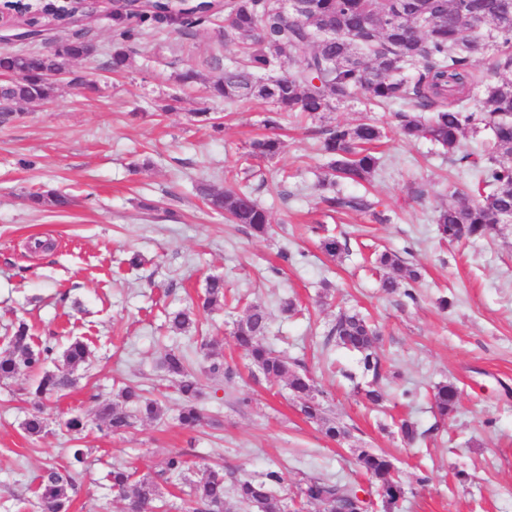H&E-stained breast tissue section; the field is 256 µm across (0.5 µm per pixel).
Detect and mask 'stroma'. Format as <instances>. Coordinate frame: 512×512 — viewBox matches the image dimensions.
Returning a JSON list of instances; mask_svg holds the SVG:
<instances>
[{
	"label": "stroma",
	"mask_w": 512,
	"mask_h": 512,
	"mask_svg": "<svg viewBox=\"0 0 512 512\" xmlns=\"http://www.w3.org/2000/svg\"><path fill=\"white\" fill-rule=\"evenodd\" d=\"M223 22L224 0L200 24L147 20L144 38L124 43L129 65L118 74L108 63L123 25L107 5L65 30L43 23L36 38L25 37L20 18L0 32V54L45 50L80 33L95 45L92 55L70 61L47 100L18 104L21 119L0 124V349L22 320L35 338L62 346L81 336L92 351L76 385L47 402L39 439L21 427L32 409L29 374L0 380V512H37L43 468L68 459L63 421L92 414L129 382L160 399L165 414L120 436L88 428L81 445L90 454L70 512H123L107 486L112 465L153 475L165 456L185 450L198 474L214 464L236 476L282 469L279 493L289 502L304 479L321 477L358 482L374 503L376 489L357 465L362 449L393 458L406 490L397 512H512V224L487 240L441 241L434 215L452 200L456 166L428 141H401L392 111L367 113L354 100L300 123L283 117L281 152L256 163L265 183L255 196L269 211V235L229 223L196 187L221 188L236 175L250 141L266 132L269 105L210 97L209 82L234 58L215 38ZM189 69L199 74L192 84L180 79ZM204 110L221 130L198 121ZM368 119L385 133L382 168L367 189L391 215L387 224L330 217L321 202L322 131ZM49 190L67 193L70 207L30 205V193ZM319 224L347 239L349 256L322 254ZM36 238L53 240L54 250L29 252ZM384 249L419 268L415 299L380 288L369 258ZM134 254L141 268L129 267ZM212 275L223 276L232 306L203 315L198 334L170 331L165 312L197 300ZM327 282L335 298L324 303ZM286 300L304 313H283ZM252 303L270 313L267 343L307 370L347 438L324 437L301 415L300 399L266 382L236 347L234 322ZM352 311L370 315L379 333L389 373L379 407L358 391L356 356L324 342L337 315ZM204 336L219 342L234 374L204 379L208 420L190 431L177 419L180 399L161 358L177 347L193 368L207 366ZM446 381L461 396L443 420L432 390ZM403 419L425 438L403 441Z\"/></svg>",
	"instance_id": "stroma-1"
}]
</instances>
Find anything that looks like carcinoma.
Segmentation results:
<instances>
[{"instance_id":"1","label":"carcinoma","mask_w":512,"mask_h":512,"mask_svg":"<svg viewBox=\"0 0 512 512\" xmlns=\"http://www.w3.org/2000/svg\"><path fill=\"white\" fill-rule=\"evenodd\" d=\"M482 17L475 29L464 22L471 12ZM219 41L238 46V57L210 82L215 98L231 105L262 99L273 104L264 125L280 127L283 114L300 112L314 117L333 105L358 99L373 109L399 106L394 112L399 137L406 141L428 140L447 151L448 158L475 177L474 188L453 193V201L437 211V234L450 243L481 239L501 232L512 222V0H300L298 10L290 14L278 11L273 0H224V29ZM93 46L80 38L69 39L51 55L42 53L0 56V123L19 118L8 104L38 103L54 89L45 79L49 72L66 70L72 59L93 53ZM492 54L499 79L492 82L476 70L474 61ZM280 71L273 76L271 72ZM483 88V105L478 111L467 106L470 91ZM485 132L488 149L480 157L460 150L467 132ZM384 133L375 122L356 125L337 124L323 131L320 150L328 159L327 172L320 181L321 201L329 213H360L383 223L390 220L381 203L366 194L344 191L345 183L369 182L381 164L373 151ZM283 142L275 136L251 141L247 158L263 159L279 154ZM198 191L207 204L221 211L235 224H244L253 232H267V211L257 203L254 188L248 183L231 184L217 190L202 183ZM34 205H68L58 193L33 194ZM320 246L325 255L339 259L348 250L336 236H324ZM375 269L384 271L380 287L388 294L403 290L415 300L414 284L420 273L405 265L394 253L375 254ZM224 303V277L210 276L204 294L194 308L167 313L172 332L187 335L197 329L198 313ZM270 314L260 304L247 307L245 316L234 323L233 336L259 373L269 382H285L291 394L303 398L301 413L316 423L332 440H342L346 427L326 413L317 399V388L306 373L291 368L288 358L276 353L266 342ZM377 331L357 312L336 317L327 341L358 356V366L367 380L363 395L370 403L385 398L382 387L384 368L376 351ZM88 343L75 337L63 350L56 345L33 343L29 327L20 322L14 329L8 348L0 352V380L21 371L33 372L36 379L28 388L35 412L22 422L30 437L46 433L43 402L73 385V373L89 363ZM197 372L179 349L167 350L162 365L175 380L182 400L178 420L188 429L199 426L203 409L201 376L217 378L230 373L217 354ZM54 369H46L47 364ZM124 405L101 402L93 413L97 426L113 434L127 432L137 421H157L163 416L161 401L145 395L137 385L120 390ZM434 407L443 419L455 412L458 388L452 383L434 386ZM78 415L65 420L72 440L89 426ZM87 449H69L64 467L51 466L39 478L37 497L41 512H69L71 494L85 463ZM360 469L376 485L383 512H393L405 489L385 454L361 450ZM190 461L183 452L169 454L162 462L159 476L181 483L180 491L189 498L191 512H229L228 499L251 512H288V503L277 494L285 483L282 470L269 468L252 476L243 475L225 487L224 469L207 468L195 480ZM106 478L112 490L126 502V508L144 507L163 512L157 482L136 477L127 466L114 465ZM303 503L325 506V512L357 509L365 512L366 502L358 499L355 488L313 477L298 489Z\"/></svg>"}]
</instances>
